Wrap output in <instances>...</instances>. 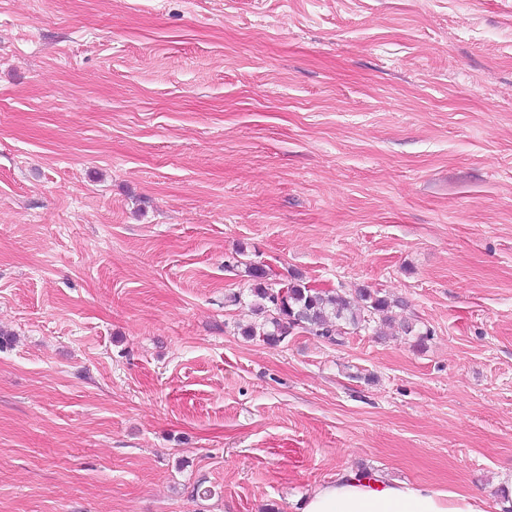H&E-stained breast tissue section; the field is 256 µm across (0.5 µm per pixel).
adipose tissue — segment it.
Segmentation results:
<instances>
[{
  "instance_id": "obj_1",
  "label": "adipose tissue",
  "mask_w": 512,
  "mask_h": 512,
  "mask_svg": "<svg viewBox=\"0 0 512 512\" xmlns=\"http://www.w3.org/2000/svg\"><path fill=\"white\" fill-rule=\"evenodd\" d=\"M298 512H483L466 492L386 479L376 472L346 470L316 486Z\"/></svg>"
}]
</instances>
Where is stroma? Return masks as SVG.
Segmentation results:
<instances>
[{"mask_svg":"<svg viewBox=\"0 0 512 512\" xmlns=\"http://www.w3.org/2000/svg\"><path fill=\"white\" fill-rule=\"evenodd\" d=\"M259 264L412 334L246 337ZM512 478V0H0V512Z\"/></svg>","mask_w":512,"mask_h":512,"instance_id":"stroma-1","label":"stroma"}]
</instances>
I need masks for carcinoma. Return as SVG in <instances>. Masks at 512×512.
Here are the masks:
<instances>
[{
  "instance_id": "cac0c4a2",
  "label": "carcinoma",
  "mask_w": 512,
  "mask_h": 512,
  "mask_svg": "<svg viewBox=\"0 0 512 512\" xmlns=\"http://www.w3.org/2000/svg\"><path fill=\"white\" fill-rule=\"evenodd\" d=\"M247 273L252 281L250 309L263 320L242 328V335L260 336L271 346L283 342L295 329L339 343L350 327L366 329L378 319L393 320V308L399 306L377 291L360 288L357 294L363 306L355 309L346 293L312 288L299 276L277 282L257 264L247 266Z\"/></svg>"
}]
</instances>
